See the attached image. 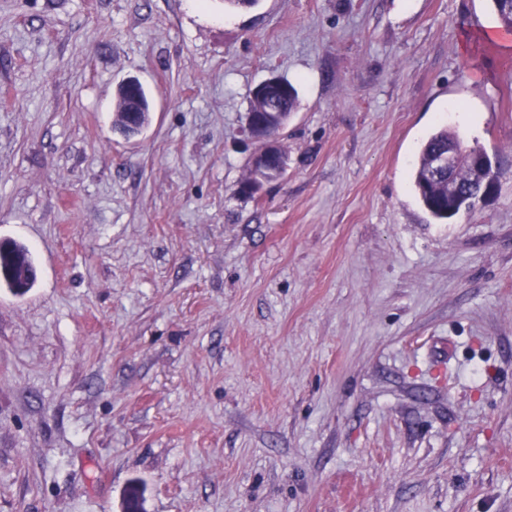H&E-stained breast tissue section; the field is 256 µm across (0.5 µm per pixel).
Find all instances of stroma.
I'll list each match as a JSON object with an SVG mask.
<instances>
[{
	"instance_id": "stroma-1",
	"label": "stroma",
	"mask_w": 512,
	"mask_h": 512,
	"mask_svg": "<svg viewBox=\"0 0 512 512\" xmlns=\"http://www.w3.org/2000/svg\"><path fill=\"white\" fill-rule=\"evenodd\" d=\"M288 176L237 193L253 88ZM137 77L150 126L112 129ZM497 193L433 220L440 126ZM0 512H512V35L489 0H0ZM0 246V282L17 295L25 294L36 280L31 251L24 245L6 242Z\"/></svg>"
}]
</instances>
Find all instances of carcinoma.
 Segmentation results:
<instances>
[{
  "instance_id": "carcinoma-1",
  "label": "carcinoma",
  "mask_w": 512,
  "mask_h": 512,
  "mask_svg": "<svg viewBox=\"0 0 512 512\" xmlns=\"http://www.w3.org/2000/svg\"><path fill=\"white\" fill-rule=\"evenodd\" d=\"M491 9L498 28L512 34V0H490ZM130 103L124 85H119L115 95V112L112 127L124 132L134 127L142 133L151 122L150 104L146 92L140 93L135 125H130ZM299 108L295 87L285 84V90L274 97L252 93L249 111L274 112L276 121L274 134L281 136L294 112ZM455 149L449 174L437 179L430 177L435 157ZM487 156L480 146L466 147L459 135L441 126L421 146L413 169L412 180L415 193L423 208L441 224L453 220L462 211H472L478 206V196L486 174L476 169L480 160ZM0 280L17 295L25 294L36 280L31 251L24 245L13 242L0 247Z\"/></svg>"
}]
</instances>
